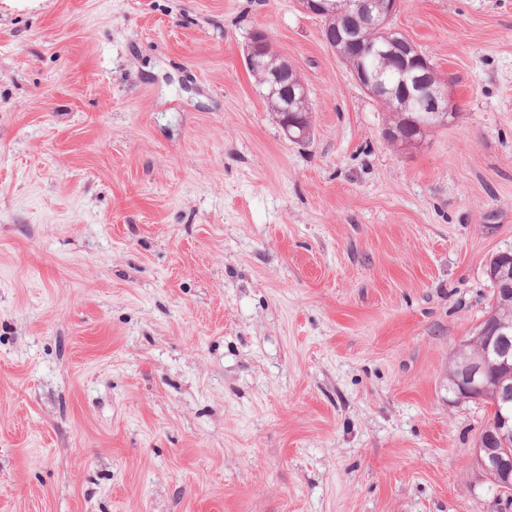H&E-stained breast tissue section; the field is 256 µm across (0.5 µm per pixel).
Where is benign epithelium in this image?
<instances>
[{"label": "benign epithelium", "mask_w": 512, "mask_h": 512, "mask_svg": "<svg viewBox=\"0 0 512 512\" xmlns=\"http://www.w3.org/2000/svg\"><path fill=\"white\" fill-rule=\"evenodd\" d=\"M299 8L309 14L327 17L336 13V0H297ZM344 9L363 13L378 28L389 27L395 34L399 29L391 21L399 7V0H343ZM411 44L407 36L393 37L381 43L375 53L398 76V83L406 91L404 100L411 101L421 112L423 125L444 126L454 116L451 99L444 86L430 84L433 73L424 57L408 59L398 65L392 54V41ZM269 96H278V111L291 113L295 103L308 96V89L298 78L288 80V70L279 66H265ZM357 83L373 98L382 101L388 91L386 81L377 75H357ZM470 349L464 362L457 365L455 377L457 395L463 400L482 402L493 399L489 425L480 434L471 456L478 468L494 482L502 493L512 492V382L499 381L503 369L509 366L512 346L507 334L499 327L493 333L478 329L464 342Z\"/></svg>", "instance_id": "benign-epithelium-1"}]
</instances>
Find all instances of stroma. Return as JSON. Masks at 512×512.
<instances>
[{
    "label": "stroma",
    "instance_id": "obj_1",
    "mask_svg": "<svg viewBox=\"0 0 512 512\" xmlns=\"http://www.w3.org/2000/svg\"><path fill=\"white\" fill-rule=\"evenodd\" d=\"M393 23L457 111L410 149L295 0H0V512H512L447 379L512 249V0ZM254 55L257 61L253 63L252 59L247 60L245 57V66L254 78L256 86L261 89V86H266V84L261 83L259 80V77L263 75L262 66L270 60L272 55L270 42L258 44ZM275 59H273L269 64L265 66L267 70L266 81L269 88V96L272 98L275 94L280 98V103L278 105L279 114L281 113H291L295 114L296 121L305 127L310 125V107L307 103H305L302 108H296L295 112L294 106L298 100L304 99L308 95V89L305 84L296 76V79H292L288 84L284 85V83L288 79V64H286L287 69H283L279 66H271ZM288 87V92H284V88Z\"/></svg>",
    "mask_w": 512,
    "mask_h": 512
}]
</instances>
